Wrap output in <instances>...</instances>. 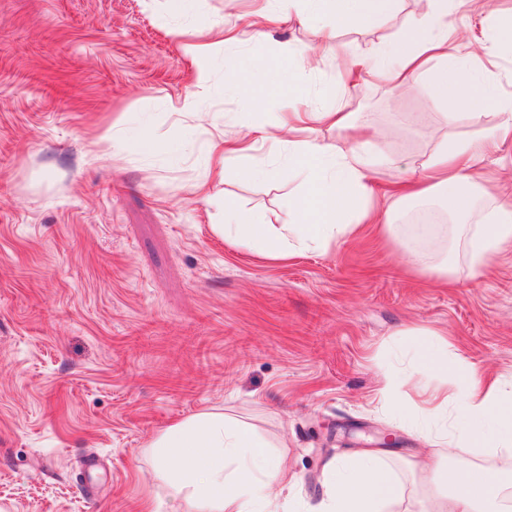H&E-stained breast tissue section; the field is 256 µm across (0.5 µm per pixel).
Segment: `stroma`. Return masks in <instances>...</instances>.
Returning a JSON list of instances; mask_svg holds the SVG:
<instances>
[{
  "label": "stroma",
  "mask_w": 512,
  "mask_h": 512,
  "mask_svg": "<svg viewBox=\"0 0 512 512\" xmlns=\"http://www.w3.org/2000/svg\"><path fill=\"white\" fill-rule=\"evenodd\" d=\"M256 0H0V512H197L154 468L150 445L207 412L248 425L297 481L279 512H315L328 464L379 453L412 493L406 462L430 447L390 400L415 391L411 336L437 332L450 357L512 383V248L481 273L435 271L448 241L433 234L419 265L406 262L420 224H448L432 201H404L391 234L379 225L272 261L214 232L223 201L283 213L301 191L283 159L259 151L267 179L228 172L220 200H198L206 134H188L172 103L193 91L192 46L220 22L246 28ZM428 0H398L336 42L367 55L397 41ZM512 0L449 12L451 52L477 59L501 99L461 114L456 135L476 139L512 109V46L493 44ZM307 20L238 45L265 55L310 108L352 113L376 131L387 186L433 148L442 105L435 72L405 89L357 83L335 92L334 59L298 71L291 52L312 45ZM493 44L492 53L484 45ZM207 111L226 134L274 129L285 96L248 109L211 58ZM176 144L148 155L143 129ZM98 150H91L94 140ZM479 205L512 195V143L481 154ZM97 467H84L87 457Z\"/></svg>",
  "instance_id": "35a3bbf8"
}]
</instances>
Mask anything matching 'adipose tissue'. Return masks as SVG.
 <instances>
[{"mask_svg":"<svg viewBox=\"0 0 512 512\" xmlns=\"http://www.w3.org/2000/svg\"><path fill=\"white\" fill-rule=\"evenodd\" d=\"M469 6L471 0H434L432 13L413 20L402 40L383 45L379 54L391 58V67L373 65L355 58L350 68H337L335 88H344L349 69L386 78L393 87H406L414 75L431 61L442 67L434 86L438 100L446 103V124L458 118L459 107L479 109L497 99L494 88L479 82L473 70L452 62L448 53V4ZM396 0H260L249 27L252 37L263 36L266 27L287 24L293 16L309 14L315 22L314 43L295 60L298 68L319 69L342 28H365L393 11ZM217 44L202 43L193 50V95L180 101L176 110L190 119L192 128L210 132L206 176L199 184L202 200H210L224 182V167L241 162V172L252 180L264 178L266 170L248 164L256 146L272 155H286L305 186L304 194L289 207L288 219L280 224L259 212L246 213L237 206L224 207L219 233L240 247L279 261L296 250L313 247L329 250L344 237L355 235L360 225L384 224L387 213L374 204L372 173L379 158L359 145L339 151L314 136L316 126L329 124L351 130L355 124L345 112H286L277 133L260 127L238 131L226 138L218 131L212 113L203 108L210 94L209 56L213 46L227 49L224 67L235 72L233 47L243 40L237 27H219ZM305 138H296V131ZM479 151L471 139L442 134L429 158L411 165L412 179L400 184L395 194L401 200L436 197L448 214L459 217L465 228V254L471 270L484 269L490 259L512 243V204L479 206L474 189L479 174L474 168ZM411 352L415 370L409 376L419 397L407 407L395 405L396 414L414 423L428 441L455 437L469 448L499 453L512 450V385L483 380L462 362L449 358L448 347L430 340L414 342ZM454 409L451 425L440 416ZM155 468L177 493L198 503L201 512H275L278 498L290 488L288 471L272 456L253 431L220 412L203 413L170 426L153 444ZM178 468H170L171 458ZM411 472H429L431 492L421 495L419 512H512V468L497 470L478 465L435 460L431 465L413 461ZM406 487L398 474L379 456L366 453L334 461L318 512H385L405 499Z\"/></svg>","mask_w":512,"mask_h":512,"instance_id":"obj_1","label":"adipose tissue"}]
</instances>
